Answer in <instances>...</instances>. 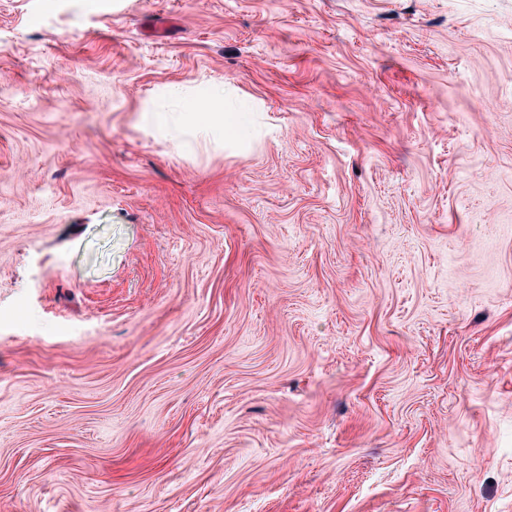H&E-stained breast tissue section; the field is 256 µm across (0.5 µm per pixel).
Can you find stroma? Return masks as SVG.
Listing matches in <instances>:
<instances>
[{
	"instance_id": "obj_1",
	"label": "stroma",
	"mask_w": 512,
	"mask_h": 512,
	"mask_svg": "<svg viewBox=\"0 0 512 512\" xmlns=\"http://www.w3.org/2000/svg\"><path fill=\"white\" fill-rule=\"evenodd\" d=\"M0 512H512V0H0Z\"/></svg>"
}]
</instances>
